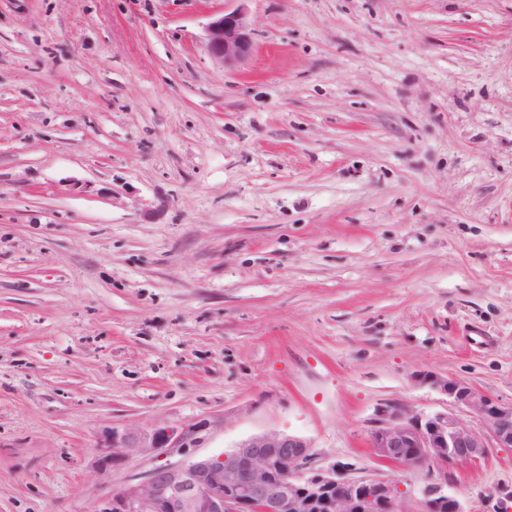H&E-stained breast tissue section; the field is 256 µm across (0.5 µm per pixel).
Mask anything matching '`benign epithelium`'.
<instances>
[{"label": "benign epithelium", "instance_id": "7a95c632", "mask_svg": "<svg viewBox=\"0 0 512 512\" xmlns=\"http://www.w3.org/2000/svg\"><path fill=\"white\" fill-rule=\"evenodd\" d=\"M206 47L216 61L232 65L252 54L251 28L241 10L216 16L207 25ZM418 381L475 413L487 430L463 424L450 412L426 413L398 402L376 407L367 428L368 444L381 461L402 469L476 462L490 448H512V404L504 405L469 384L436 375ZM209 423L160 427L150 433L112 430L100 447L111 465L164 448H195ZM278 469L279 475L272 474ZM423 512H465L440 489L429 492ZM100 512H406L398 486L385 480L351 477L332 464L316 463L302 436L272 431L239 442L228 453L196 456L152 469L146 481L109 494Z\"/></svg>", "mask_w": 512, "mask_h": 512}]
</instances>
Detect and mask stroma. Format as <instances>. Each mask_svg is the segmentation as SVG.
I'll return each instance as SVG.
<instances>
[{
	"label": "stroma",
	"instance_id": "stroma-1",
	"mask_svg": "<svg viewBox=\"0 0 512 512\" xmlns=\"http://www.w3.org/2000/svg\"><path fill=\"white\" fill-rule=\"evenodd\" d=\"M420 374L512 402V0H0V512H98L269 431L405 512H489L512 448L372 455L386 401L480 427ZM199 420L101 466L108 431ZM206 40L211 57L224 66L246 59L254 49L251 28L238 9L214 17L207 25ZM422 512H465L460 501L436 488L427 495Z\"/></svg>",
	"mask_w": 512,
	"mask_h": 512
}]
</instances>
